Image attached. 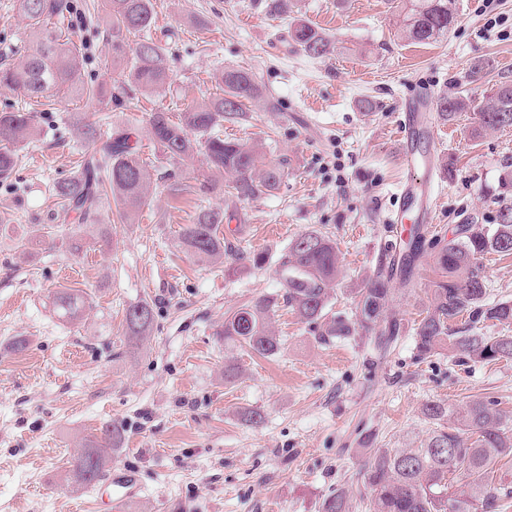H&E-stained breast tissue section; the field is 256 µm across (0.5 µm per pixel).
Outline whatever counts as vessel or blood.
Listing matches in <instances>:
<instances>
[{
  "instance_id": "obj_1",
  "label": "vessel or blood",
  "mask_w": 512,
  "mask_h": 512,
  "mask_svg": "<svg viewBox=\"0 0 512 512\" xmlns=\"http://www.w3.org/2000/svg\"><path fill=\"white\" fill-rule=\"evenodd\" d=\"M400 152L406 178L399 185L400 207L394 215V223H404L408 213H415L416 221L429 224L433 221L432 198L439 186L440 173L434 152H422L418 143L424 133L430 132L429 104L418 96L406 102L398 123ZM113 495L108 504L110 512L133 494L136 479L128 473L113 475Z\"/></svg>"
}]
</instances>
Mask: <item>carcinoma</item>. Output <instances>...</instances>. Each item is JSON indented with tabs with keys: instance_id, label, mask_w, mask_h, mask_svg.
I'll use <instances>...</instances> for the list:
<instances>
[{
	"instance_id": "carcinoma-1",
	"label": "carcinoma",
	"mask_w": 512,
	"mask_h": 512,
	"mask_svg": "<svg viewBox=\"0 0 512 512\" xmlns=\"http://www.w3.org/2000/svg\"><path fill=\"white\" fill-rule=\"evenodd\" d=\"M18 11L28 21L30 40L25 54L16 62L0 65V85L39 96L53 89L76 97H100L105 90L82 81L79 70L81 47L61 28L51 26L55 17L67 11L65 0H17ZM403 33L417 42L445 38L455 25L454 0H400ZM105 25L116 34L112 39V72L124 84L144 93H156L170 85L167 41L151 34L154 26V0H105ZM138 37L132 51H126L120 35ZM293 47L309 57L320 58L329 51L327 36L302 19L288 26ZM221 93L197 103L183 112L178 122L167 113H150L146 125L148 139L169 163H192L201 159L209 177L197 185L174 180L165 186L167 193L185 195L213 193L224 189V176L232 178L231 189L238 200L252 199L276 190L282 183L287 160L272 162L259 150L224 137V120L243 111L244 102L261 97L255 76L241 68L226 67L219 73ZM474 110L478 123L472 135L512 127V83L498 86L485 103L477 104L461 96H440L436 101L438 118L454 120ZM37 135L33 115L24 109L0 112V176L16 166L15 147L32 142ZM139 130L127 124L117 127L112 136L88 154L78 175L54 184L53 192L67 212L77 215L81 224L65 244L71 253L82 248L81 229L108 241L99 225L104 197L110 195L120 220L131 222L144 204L147 181L144 161L138 148ZM500 205L493 224H464L457 237L441 246L437 265L442 279L432 289L430 308L415 328V343L422 358L448 352L473 361L492 363L512 359V336H486L475 328L488 321L512 323V301L486 302L487 288L480 264L488 254L512 255V164L505 165L493 193ZM221 209L203 208L192 222L180 228L179 246L199 262L224 257V238L220 226ZM422 250L420 237L409 242V251L399 272L406 275ZM338 276L336 243L308 231L291 241L281 263V291L263 296L224 318L225 338L245 343L250 351L272 356L279 350L277 337L268 329L270 314L284 304L306 323L324 321L321 337L345 338L356 329L372 335L381 348L397 339L399 326L388 314L392 297V275L378 271L359 289L356 319L343 316L326 319L329 286ZM87 299L77 290L57 292L54 305L63 317L74 320L86 308ZM154 308L140 301L125 312V336L136 347L149 335ZM423 414L439 427L419 448L399 453L370 449L364 465L363 488L371 512H499L512 489L495 476L496 464L512 456V434L506 430L503 414L492 400L475 398L444 424L449 410L436 402L423 406ZM122 427L106 423L99 434L88 439L71 462L74 482L89 486L97 481L106 464L107 450L121 447ZM463 481L460 492L453 491L455 480ZM320 512H349L347 491L338 489L321 502Z\"/></svg>"
}]
</instances>
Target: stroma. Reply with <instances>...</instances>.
Wrapping results in <instances>:
<instances>
[{"mask_svg":"<svg viewBox=\"0 0 512 512\" xmlns=\"http://www.w3.org/2000/svg\"><path fill=\"white\" fill-rule=\"evenodd\" d=\"M292 4L329 37L327 55L296 51L286 39L290 14L269 16L264 0H155V27L171 33L173 81L150 95L121 86L106 64L112 40L98 21L103 0H70L64 32L86 44L81 75L111 95L30 99L0 87V112L26 107L38 129L0 178V512H108V477L118 470L138 485L121 512H318L338 488L348 492L350 512H370L360 493L369 448L419 447L436 428L422 413L425 403L460 411L489 397L512 428V360H421L414 344L438 278L434 241L453 238L461 224L494 222L491 190L512 162V127L471 139L470 111L431 121L439 166L452 175L434 199L412 285L391 281L395 348L379 354L361 332L321 342V325L300 322L285 307L269 319L281 343L275 356L222 337L227 312L279 292L280 259L308 230L336 242L328 316L354 317L357 292L384 264L386 244L409 239L408 225L391 221L406 176L396 126L406 101L462 92L480 102L512 82V0H494L491 13L483 0H455L454 29L429 43L404 36L390 0ZM494 14L503 24L489 26ZM28 38L16 0H0V63L15 61ZM478 58L493 67L474 78L469 69ZM228 66L251 70L263 97L225 121L224 134L263 148L268 159H287L279 189L240 202L219 192L172 202L156 188L162 173L193 183L205 171L158 162L144 136L145 206L127 224L105 202L100 221L111 227L110 245L91 242L69 254L61 240L75 217L51 188L80 169L88 149L82 118L97 121L105 138L127 122L145 127L158 109L179 120L187 106L218 93ZM365 101L371 110L362 109ZM231 206L239 218L221 227L225 247L268 258L233 276L223 261H194L178 243L199 209ZM482 264L488 302L512 301V255L492 254ZM64 288L89 301L77 320L54 310ZM141 300L153 305L155 320L131 349L124 314ZM19 340L26 348L13 350ZM252 410L262 413L260 424L246 421ZM105 423L124 426L122 448L109 454L94 485L71 484L70 459Z\"/></svg>","mask_w":512,"mask_h":512,"instance_id":"35a3bbf8","label":"stroma"}]
</instances>
